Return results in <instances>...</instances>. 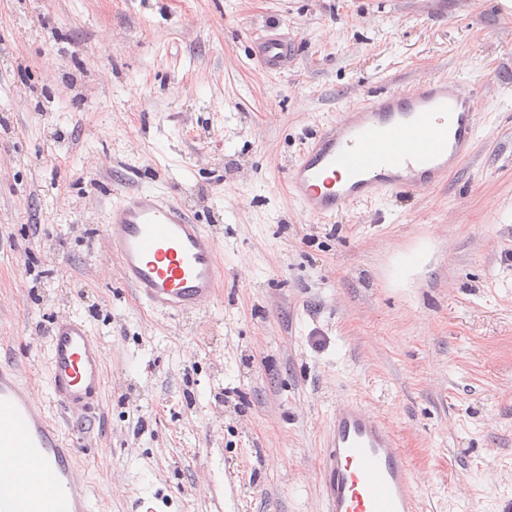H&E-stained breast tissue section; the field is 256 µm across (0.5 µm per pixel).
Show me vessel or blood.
Instances as JSON below:
<instances>
[{
  "instance_id": "b4317fda",
  "label": "vessel or blood",
  "mask_w": 512,
  "mask_h": 512,
  "mask_svg": "<svg viewBox=\"0 0 512 512\" xmlns=\"http://www.w3.org/2000/svg\"><path fill=\"white\" fill-rule=\"evenodd\" d=\"M251 53L277 74L291 61L293 42L268 30L253 38ZM482 88L434 76L367 95L299 153L286 173L290 197L307 216L329 222L362 202L445 186L473 157ZM103 232L123 283L153 310L195 313L223 284L218 238L171 196L125 192ZM46 346L45 400L29 390L13 356L0 358V512H93L88 483L75 477L78 439L53 412L94 425L106 390L105 350L76 315L51 320ZM319 479L326 512H420L396 434L352 397L330 415Z\"/></svg>"
}]
</instances>
